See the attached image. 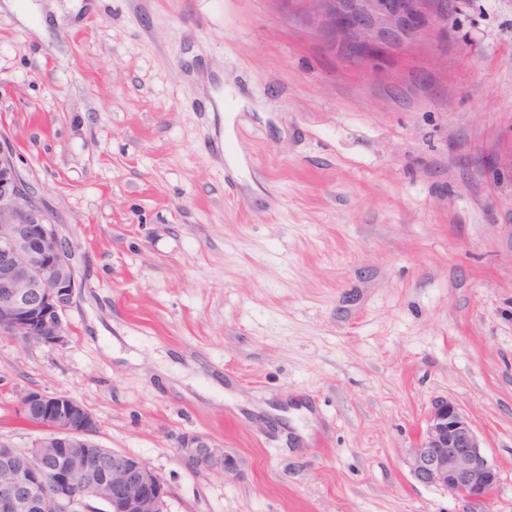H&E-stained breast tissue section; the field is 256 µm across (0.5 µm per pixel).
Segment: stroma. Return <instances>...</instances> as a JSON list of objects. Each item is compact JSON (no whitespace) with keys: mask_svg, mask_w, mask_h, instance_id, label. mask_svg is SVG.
Listing matches in <instances>:
<instances>
[{"mask_svg":"<svg viewBox=\"0 0 512 512\" xmlns=\"http://www.w3.org/2000/svg\"><path fill=\"white\" fill-rule=\"evenodd\" d=\"M0 137L80 283L63 345L0 338V441L38 435L20 393L65 392L169 512H463L405 462L447 397L512 512V178L482 161L512 137V0L367 71L278 0L1 10ZM191 436L235 473L185 468Z\"/></svg>","mask_w":512,"mask_h":512,"instance_id":"obj_1","label":"stroma"}]
</instances>
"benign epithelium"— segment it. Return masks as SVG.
Wrapping results in <instances>:
<instances>
[{
	"label": "benign epithelium",
	"instance_id": "1",
	"mask_svg": "<svg viewBox=\"0 0 512 512\" xmlns=\"http://www.w3.org/2000/svg\"><path fill=\"white\" fill-rule=\"evenodd\" d=\"M299 25L327 50L366 67L380 50H399L427 38L455 0H298ZM77 288L76 246L50 222L41 199L0 138V336L58 346L64 315ZM19 415L39 435L28 448L0 443V512H168L170 492L143 460L103 448L98 423L66 393L26 391ZM189 470H234L220 448L188 437L178 448ZM411 472L487 512L500 471L483 439L452 399L433 403L417 444L408 449Z\"/></svg>",
	"mask_w": 512,
	"mask_h": 512
}]
</instances>
